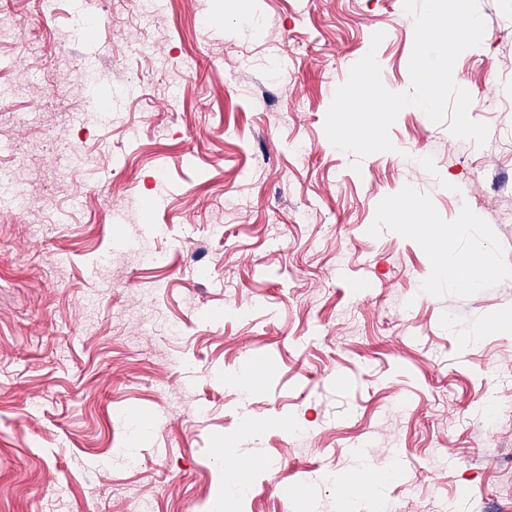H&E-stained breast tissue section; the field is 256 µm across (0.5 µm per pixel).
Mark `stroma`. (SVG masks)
Here are the masks:
<instances>
[{"label": "stroma", "instance_id": "stroma-1", "mask_svg": "<svg viewBox=\"0 0 512 512\" xmlns=\"http://www.w3.org/2000/svg\"><path fill=\"white\" fill-rule=\"evenodd\" d=\"M81 2L0 0V83L23 85L0 170L25 189L0 211V512H512V0H479L453 69L485 145L408 106L357 171L326 114L371 50L409 90L404 0H164L146 22L98 0L93 39ZM142 40L165 69L128 55ZM56 139L93 165L59 172ZM472 253L475 286L442 274ZM227 448L275 464L250 501L224 496ZM367 468L380 494L324 480Z\"/></svg>", "mask_w": 512, "mask_h": 512}]
</instances>
